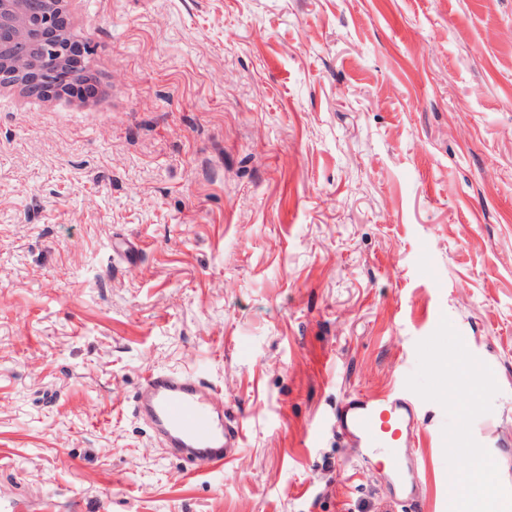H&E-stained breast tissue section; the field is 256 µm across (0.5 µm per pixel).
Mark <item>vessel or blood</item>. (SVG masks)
<instances>
[{"label": "vessel or blood", "instance_id": "obj_1", "mask_svg": "<svg viewBox=\"0 0 512 512\" xmlns=\"http://www.w3.org/2000/svg\"><path fill=\"white\" fill-rule=\"evenodd\" d=\"M136 410L161 433L187 466L204 462L221 468L241 440L239 427L225 424L211 404V391L191 375L152 371L140 384ZM417 416L397 391L377 395L354 393L336 410V427L346 433L361 457L384 452L395 482L405 490L421 483L417 459L406 458Z\"/></svg>", "mask_w": 512, "mask_h": 512}]
</instances>
